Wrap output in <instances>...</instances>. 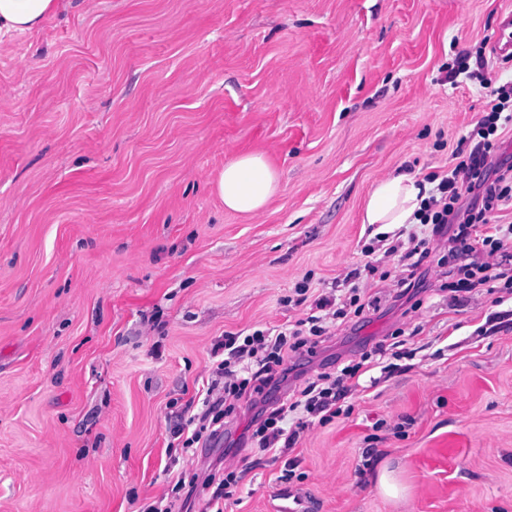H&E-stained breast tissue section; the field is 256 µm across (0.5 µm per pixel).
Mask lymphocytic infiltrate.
<instances>
[{"mask_svg":"<svg viewBox=\"0 0 512 512\" xmlns=\"http://www.w3.org/2000/svg\"><path fill=\"white\" fill-rule=\"evenodd\" d=\"M477 79L493 104L471 133L476 143L466 159L448 169L437 186L438 197L428 199L420 213L422 224L431 225L433 235L448 237V289L452 292L466 293L494 282L501 283L503 290L512 289V224L489 221L502 203L512 201V165L492 160L500 122L512 124V82L499 84L487 73L478 74ZM377 243L384 255H401L408 274L398 284L411 286L427 255L426 239L412 232L404 241L381 236ZM313 305L315 314L297 320L293 327L257 330L241 339L227 335L213 344L203 409L181 416L172 431L183 458H194L204 437L223 431L225 416L234 410L233 400L246 393L251 381L274 382L279 371L287 370L290 355L313 349L326 335L325 319L347 314L337 307L332 293L318 296ZM360 369L355 363L336 376L321 373L319 381L308 383L293 401L264 405L254 417L257 447L267 453L291 448L308 428V416L324 423L339 416V402L348 395L349 383ZM238 481L235 472L216 469L189 480L179 475L171 480V497L155 501L144 512H174L181 498L197 499L200 512H224V503Z\"/></svg>","mask_w":512,"mask_h":512,"instance_id":"lymphocytic-infiltrate-1","label":"lymphocytic infiltrate"}]
</instances>
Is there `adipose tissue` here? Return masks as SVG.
I'll list each match as a JSON object with an SVG mask.
<instances>
[{
    "label": "adipose tissue",
    "instance_id": "obj_1",
    "mask_svg": "<svg viewBox=\"0 0 512 512\" xmlns=\"http://www.w3.org/2000/svg\"><path fill=\"white\" fill-rule=\"evenodd\" d=\"M60 11L59 0H0V39L38 33ZM433 188L427 179L390 174L368 191L362 221L377 233L393 234L399 226L418 223L419 212ZM227 210L255 215L279 190V175L264 155L244 154L227 161L216 183Z\"/></svg>",
    "mask_w": 512,
    "mask_h": 512
}]
</instances>
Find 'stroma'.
<instances>
[{"mask_svg": "<svg viewBox=\"0 0 512 512\" xmlns=\"http://www.w3.org/2000/svg\"><path fill=\"white\" fill-rule=\"evenodd\" d=\"M512 0H63L0 43V512H143L167 470L220 464L224 512H512V296L446 290L443 238L416 289L367 253L372 184L444 174L500 82ZM280 176L265 211L225 210V162ZM313 353L237 401L193 460L170 447L202 409L214 342L349 297ZM401 336L332 421L282 455L251 440L282 399ZM409 491L375 488L381 466ZM493 56L510 57L512 55V14L508 12L502 22L498 35L492 45Z\"/></svg>", "mask_w": 512, "mask_h": 512, "instance_id": "1", "label": "stroma"}]
</instances>
